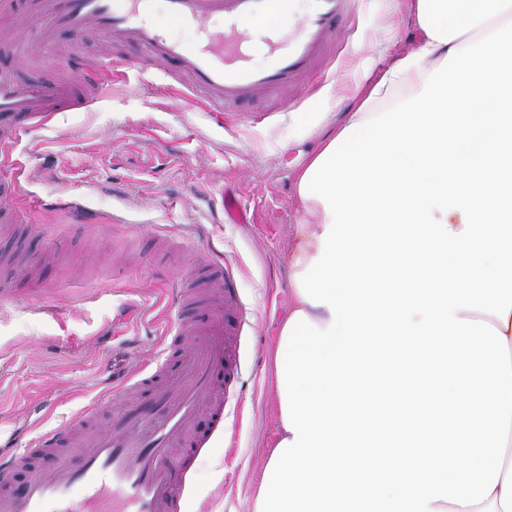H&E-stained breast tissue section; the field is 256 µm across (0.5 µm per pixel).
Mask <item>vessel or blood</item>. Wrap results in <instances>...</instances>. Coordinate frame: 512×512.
<instances>
[{
  "label": "vessel or blood",
  "instance_id": "obj_1",
  "mask_svg": "<svg viewBox=\"0 0 512 512\" xmlns=\"http://www.w3.org/2000/svg\"><path fill=\"white\" fill-rule=\"evenodd\" d=\"M355 2L307 0L296 20L291 0H18L0 9V51L15 59L0 66V164L10 165L22 134L59 113L87 109L112 78L134 67L160 73L171 91L194 97L219 119L262 97L288 108V91L316 75ZM256 18L270 22L274 34L260 65L243 52L245 26ZM89 38L134 46L138 55L111 56L93 67L58 55L62 41ZM51 55L59 76H23L28 62ZM198 288L221 290L225 309L237 310L233 270L223 259L189 278L185 300L193 301ZM244 324L221 316L175 321L177 369L162 362L139 368L132 378L141 393L132 401H99L41 434L34 446L0 456V512H189L180 471L207 442L194 428L200 397L238 384ZM106 408L111 419L78 448V465H42Z\"/></svg>",
  "mask_w": 512,
  "mask_h": 512
}]
</instances>
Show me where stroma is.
I'll use <instances>...</instances> for the list:
<instances>
[{"instance_id": "1", "label": "stroma", "mask_w": 512, "mask_h": 512, "mask_svg": "<svg viewBox=\"0 0 512 512\" xmlns=\"http://www.w3.org/2000/svg\"><path fill=\"white\" fill-rule=\"evenodd\" d=\"M421 35L405 0H358L322 77L284 112L249 108L218 121L163 82L114 79L82 112L22 136L27 224L10 244L41 258L29 284L0 265V440L29 443L63 427L141 363L153 360L178 304L176 283L211 251L235 274L249 324L245 371L224 399L244 409L233 441L216 436L186 472L192 512H253L278 437L275 351L291 306L288 256L307 214L297 172L355 108L365 70L381 76ZM218 187L243 220L219 222L204 192ZM85 198L92 223L55 201Z\"/></svg>"}]
</instances>
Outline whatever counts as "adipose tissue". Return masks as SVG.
<instances>
[{"label": "adipose tissue", "mask_w": 512, "mask_h": 512, "mask_svg": "<svg viewBox=\"0 0 512 512\" xmlns=\"http://www.w3.org/2000/svg\"><path fill=\"white\" fill-rule=\"evenodd\" d=\"M409 9L418 49L298 175L254 512H512V0Z\"/></svg>", "instance_id": "ef3b65f1"}]
</instances>
